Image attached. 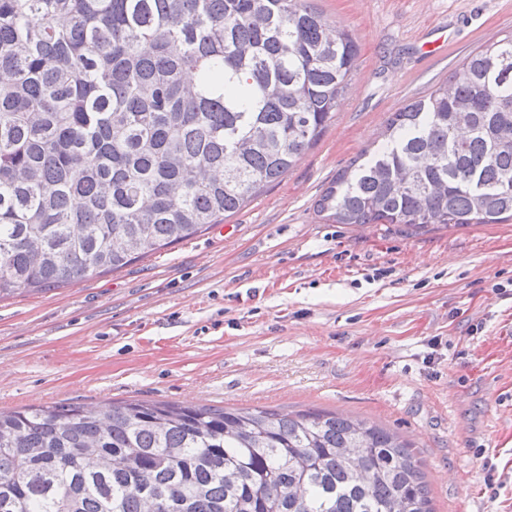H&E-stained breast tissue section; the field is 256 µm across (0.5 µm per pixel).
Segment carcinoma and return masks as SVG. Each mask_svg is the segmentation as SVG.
<instances>
[{"label": "carcinoma", "instance_id": "1", "mask_svg": "<svg viewBox=\"0 0 512 512\" xmlns=\"http://www.w3.org/2000/svg\"><path fill=\"white\" fill-rule=\"evenodd\" d=\"M356 58L309 0H0V299L223 223L318 140ZM316 209L512 221V34L392 113ZM0 512L431 508L410 445L363 419L124 401L0 410Z\"/></svg>", "mask_w": 512, "mask_h": 512}]
</instances>
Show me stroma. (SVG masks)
<instances>
[{
	"mask_svg": "<svg viewBox=\"0 0 512 512\" xmlns=\"http://www.w3.org/2000/svg\"><path fill=\"white\" fill-rule=\"evenodd\" d=\"M358 60L320 138L223 223L0 300V409L324 410L413 447L433 512H512V221L412 232L315 202L391 112L512 32V0H311Z\"/></svg>",
	"mask_w": 512,
	"mask_h": 512,
	"instance_id": "1",
	"label": "stroma"
}]
</instances>
